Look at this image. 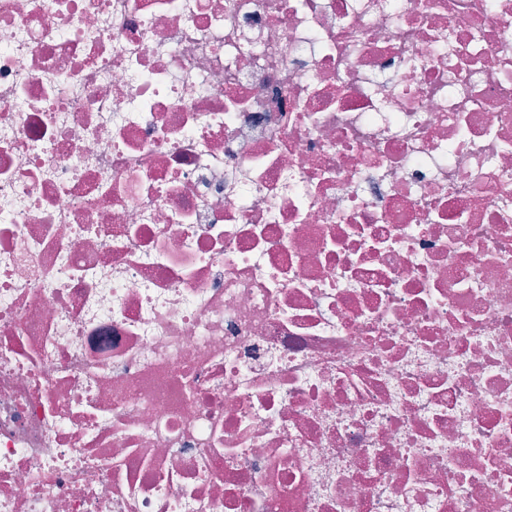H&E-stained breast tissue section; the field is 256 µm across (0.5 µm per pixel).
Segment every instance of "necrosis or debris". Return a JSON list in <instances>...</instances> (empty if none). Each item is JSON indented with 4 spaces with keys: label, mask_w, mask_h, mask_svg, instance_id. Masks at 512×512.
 Returning <instances> with one entry per match:
<instances>
[{
    "label": "necrosis or debris",
    "mask_w": 512,
    "mask_h": 512,
    "mask_svg": "<svg viewBox=\"0 0 512 512\" xmlns=\"http://www.w3.org/2000/svg\"><path fill=\"white\" fill-rule=\"evenodd\" d=\"M0 512H512V0H0Z\"/></svg>",
    "instance_id": "necrosis-or-debris-1"
}]
</instances>
